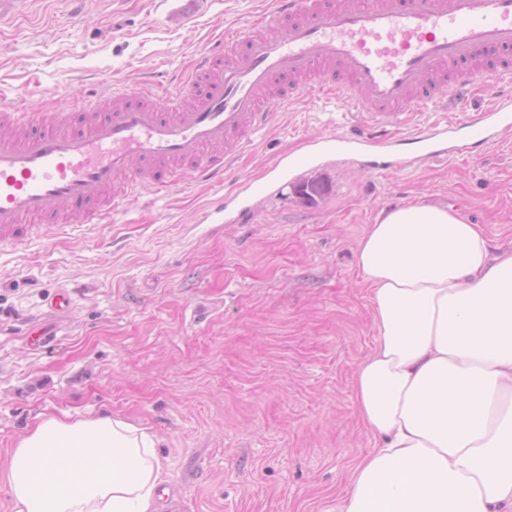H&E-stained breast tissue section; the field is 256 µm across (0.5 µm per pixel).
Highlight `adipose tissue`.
Returning <instances> with one entry per match:
<instances>
[{
	"instance_id": "ef3b65f1",
	"label": "adipose tissue",
	"mask_w": 512,
	"mask_h": 512,
	"mask_svg": "<svg viewBox=\"0 0 512 512\" xmlns=\"http://www.w3.org/2000/svg\"><path fill=\"white\" fill-rule=\"evenodd\" d=\"M356 258L377 338L352 392L377 443L336 512H512V252L419 202L382 212ZM156 446L119 415L44 417L0 476L16 512H152Z\"/></svg>"
}]
</instances>
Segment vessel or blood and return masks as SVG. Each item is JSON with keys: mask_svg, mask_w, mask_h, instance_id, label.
Returning a JSON list of instances; mask_svg holds the SVG:
<instances>
[{"mask_svg": "<svg viewBox=\"0 0 512 512\" xmlns=\"http://www.w3.org/2000/svg\"><path fill=\"white\" fill-rule=\"evenodd\" d=\"M488 83L486 111L392 135L406 116L457 108ZM300 94L345 100L416 163L467 156L512 130V0H273L225 28L168 96L146 81L28 129L1 102L0 242L102 223L137 185L163 194L186 172L223 180L268 126L269 99Z\"/></svg>", "mask_w": 512, "mask_h": 512, "instance_id": "obj_1", "label": "vessel or blood"}]
</instances>
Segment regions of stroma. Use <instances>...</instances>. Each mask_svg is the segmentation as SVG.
Here are the masks:
<instances>
[{
    "label": "stroma",
    "mask_w": 512,
    "mask_h": 512,
    "mask_svg": "<svg viewBox=\"0 0 512 512\" xmlns=\"http://www.w3.org/2000/svg\"><path fill=\"white\" fill-rule=\"evenodd\" d=\"M271 2L194 0L186 17L184 0H26L0 24V100L37 123L79 111L106 76L175 92L213 37ZM365 132L342 101L302 96L235 160L262 187L237 221L230 183L185 176L103 223L0 243V469L39 417L118 414L158 438L154 512H333L375 446L351 390L376 338L359 239L382 209L435 202L512 249V131L465 159L405 153L375 174L332 150L306 159L315 140ZM284 158L328 184L321 202L268 178ZM63 290L71 305L52 312Z\"/></svg>",
    "instance_id": "obj_1"
}]
</instances>
